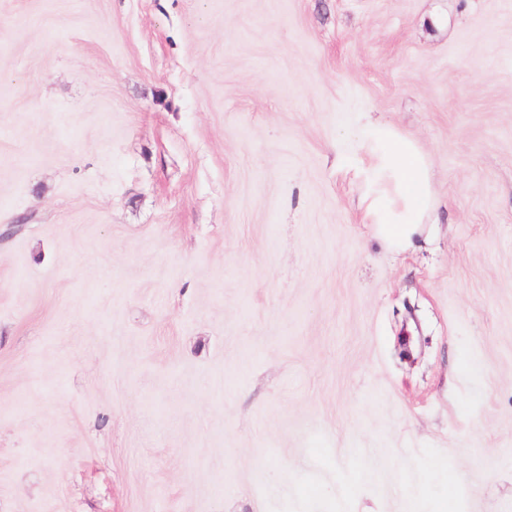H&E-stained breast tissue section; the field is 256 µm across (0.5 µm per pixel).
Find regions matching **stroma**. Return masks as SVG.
Instances as JSON below:
<instances>
[{
	"label": "stroma",
	"instance_id": "35a3bbf8",
	"mask_svg": "<svg viewBox=\"0 0 512 512\" xmlns=\"http://www.w3.org/2000/svg\"><path fill=\"white\" fill-rule=\"evenodd\" d=\"M0 512H512V0H0ZM369 138L368 188L360 206L381 239L392 250L403 251L424 233L433 209L426 156L386 122H371Z\"/></svg>",
	"mask_w": 512,
	"mask_h": 512
}]
</instances>
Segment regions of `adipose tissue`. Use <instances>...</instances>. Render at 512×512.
Returning a JSON list of instances; mask_svg holds the SVG:
<instances>
[{
  "instance_id": "obj_1",
  "label": "adipose tissue",
  "mask_w": 512,
  "mask_h": 512,
  "mask_svg": "<svg viewBox=\"0 0 512 512\" xmlns=\"http://www.w3.org/2000/svg\"><path fill=\"white\" fill-rule=\"evenodd\" d=\"M369 138L368 188L360 205L381 239L399 252L424 233L433 209L428 163L417 144L388 123H370Z\"/></svg>"
}]
</instances>
